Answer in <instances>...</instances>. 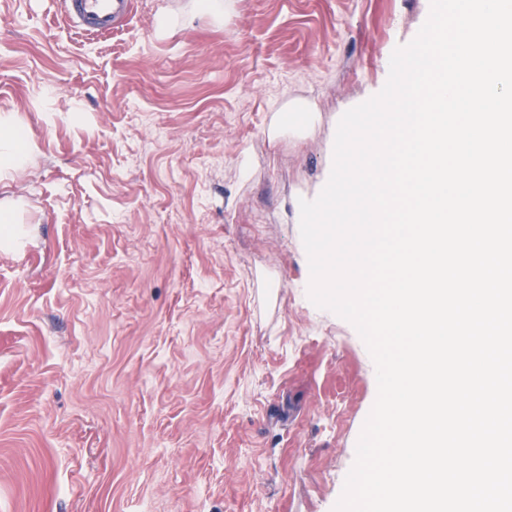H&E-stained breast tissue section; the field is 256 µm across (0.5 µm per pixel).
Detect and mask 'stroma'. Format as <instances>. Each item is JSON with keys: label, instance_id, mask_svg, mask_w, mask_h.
I'll list each match as a JSON object with an SVG mask.
<instances>
[{"label": "stroma", "instance_id": "obj_1", "mask_svg": "<svg viewBox=\"0 0 512 512\" xmlns=\"http://www.w3.org/2000/svg\"><path fill=\"white\" fill-rule=\"evenodd\" d=\"M0 0V512H332L376 400L300 199L430 0ZM309 104L313 131L285 128ZM25 235L24 250L14 236ZM67 21L89 33L109 32L132 17L133 0H62ZM31 145L29 133L7 116H0V168L18 169Z\"/></svg>", "mask_w": 512, "mask_h": 512}]
</instances>
